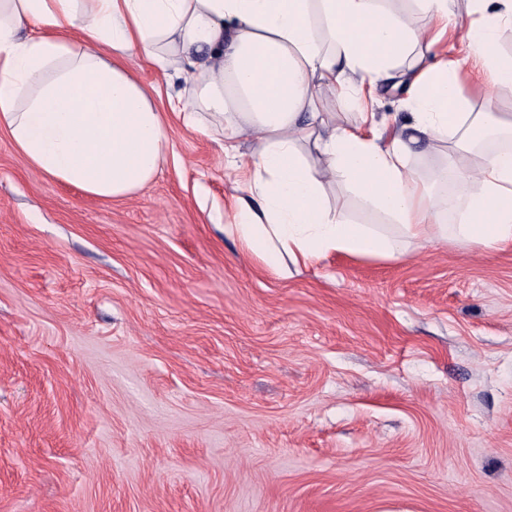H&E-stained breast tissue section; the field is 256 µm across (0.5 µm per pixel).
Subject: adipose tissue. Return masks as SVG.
Segmentation results:
<instances>
[{"mask_svg":"<svg viewBox=\"0 0 512 512\" xmlns=\"http://www.w3.org/2000/svg\"><path fill=\"white\" fill-rule=\"evenodd\" d=\"M418 16L383 0H0V130L29 168L101 199L136 195L166 158L169 125L137 77L184 63L185 86L168 102L184 124L218 134L239 157L249 138V196L231 225L274 270L331 252L394 258L408 241L448 235L494 248L512 243V118L469 111L455 60L425 64L452 33L487 86L512 89V57L497 50L512 0H417ZM407 88L410 121L380 129L364 85ZM347 94L357 120L322 111L320 85ZM446 144L445 170L462 191L455 229L441 224L447 193L408 165L419 141ZM350 185L399 232L353 223L326 187Z\"/></svg>","mask_w":512,"mask_h":512,"instance_id":"obj_1","label":"adipose tissue"}]
</instances>
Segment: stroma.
Listing matches in <instances>:
<instances>
[{
	"label": "stroma",
	"mask_w": 512,
	"mask_h": 512,
	"mask_svg": "<svg viewBox=\"0 0 512 512\" xmlns=\"http://www.w3.org/2000/svg\"><path fill=\"white\" fill-rule=\"evenodd\" d=\"M168 122L118 200L0 132V512H512V245L275 272L222 230L247 165Z\"/></svg>",
	"instance_id": "stroma-1"
}]
</instances>
